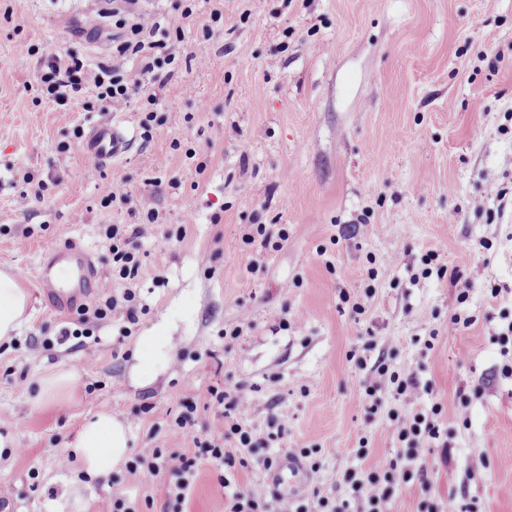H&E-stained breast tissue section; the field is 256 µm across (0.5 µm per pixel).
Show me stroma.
Returning a JSON list of instances; mask_svg holds the SVG:
<instances>
[{
  "label": "stroma",
  "mask_w": 512,
  "mask_h": 512,
  "mask_svg": "<svg viewBox=\"0 0 512 512\" xmlns=\"http://www.w3.org/2000/svg\"><path fill=\"white\" fill-rule=\"evenodd\" d=\"M185 4L147 0L170 31L178 81L165 83L167 64L155 68L119 114L132 151L103 168L78 146L108 110L90 89L58 105L38 77L55 55L109 60L111 4L103 30H61L56 15L83 0H0V270L29 295L21 325L0 343V484L13 488L0 512H95L116 490L162 506L165 479L142 486L122 465L108 479H82L73 443L87 418L107 413L125 425L130 451L191 447L175 415L190 387L216 383L255 387L246 420L257 428L287 411L286 447L319 449L316 480L332 488L346 468L374 466L398 446L358 402L365 374L348 354L371 333L394 340L396 368L417 374L416 408H442L448 445L426 457L433 494L465 482L483 512H512L503 465L512 375L496 342L512 322V0H266L251 14L246 0H196L189 16ZM21 45L33 50L23 62ZM149 111L146 139L139 121ZM113 182L131 191L133 207L103 204L101 187ZM491 183L506 188L504 200L474 208ZM146 206L159 225L144 247L147 312L121 358L112 356L118 328L97 329L98 361L86 368L78 349L54 343L77 314L45 303L40 257L75 240L111 277L103 229L141 223ZM256 224L287 231V241L276 250L244 243ZM181 227L182 240L166 239ZM429 253L450 267L467 255V302L449 279L421 278ZM368 291L366 314L353 320L343 296ZM456 312L472 324L452 333ZM158 325L175 360L141 386L133 353ZM238 325L242 335L225 342ZM432 328L441 334L428 352ZM34 339L46 348L32 359ZM63 371L72 382L40 396V380ZM463 392L472 396L465 424ZM363 437L370 454L360 460ZM481 455L489 467L468 478ZM223 508L217 474L202 465L186 510Z\"/></svg>",
  "instance_id": "1"
}]
</instances>
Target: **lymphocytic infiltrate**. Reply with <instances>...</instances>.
I'll use <instances>...</instances> for the list:
<instances>
[{"mask_svg": "<svg viewBox=\"0 0 512 512\" xmlns=\"http://www.w3.org/2000/svg\"><path fill=\"white\" fill-rule=\"evenodd\" d=\"M137 2L112 0V14L121 34L108 62L92 67L71 55L53 57L40 80L54 101H69L72 95L91 87L107 109L119 110L153 80L157 55L164 49L163 39L169 31L158 15L130 13V6ZM147 217L144 224H110L105 229L112 276L103 280L94 304L77 310L82 335L78 347L85 364L92 366L97 361L96 350L87 341L91 330L112 322L119 324L121 338L131 337L140 313L146 310L137 295L146 275L140 251L145 243L156 239L158 229L155 212H148ZM349 357L366 374L359 396L366 413L376 414L387 397L408 402L414 398L419 387L417 375L395 370L391 349L380 347L376 339H368ZM202 395L207 406L215 410L208 437H193V446L188 450L157 447L148 455L133 454L127 465L128 473L144 486L168 475L162 512H185L187 495L205 463L217 472L224 491V512H393L399 493L413 487L421 491L417 512H482L478 499L467 491L449 494L445 499L431 493L424 459L437 444L448 441V432L439 421V405H432L427 411L388 413L383 427L400 444L394 456L368 469H346L332 491H323L313 481L301 494L285 498L272 491L240 487L236 475L249 467L274 470L284 457L306 461L311 472H318L313 449L291 448L286 454H279L278 449L288 436L287 413L273 415L266 430L260 432L243 419L254 400L252 389L246 385H210Z\"/></svg>", "mask_w": 512, "mask_h": 512, "instance_id": "obj_1", "label": "lymphocytic infiltrate"}]
</instances>
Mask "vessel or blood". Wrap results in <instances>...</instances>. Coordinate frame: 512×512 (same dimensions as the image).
I'll list each match as a JSON object with an SVG mask.
<instances>
[{
	"label": "vessel or blood",
	"mask_w": 512,
	"mask_h": 512,
	"mask_svg": "<svg viewBox=\"0 0 512 512\" xmlns=\"http://www.w3.org/2000/svg\"><path fill=\"white\" fill-rule=\"evenodd\" d=\"M133 139L112 119L92 124L81 144L80 151L94 163L107 167L123 159L130 152ZM56 258H67L72 267L74 285H64L50 275L56 258L43 261L37 269V278L47 303L56 310L73 307L86 292H94L101 285V273L93 254L84 246L71 242L56 250Z\"/></svg>",
	"instance_id": "1"
}]
</instances>
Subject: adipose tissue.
Returning <instances> with one entry per match:
<instances>
[{
  "label": "adipose tissue",
  "instance_id": "1",
  "mask_svg": "<svg viewBox=\"0 0 512 512\" xmlns=\"http://www.w3.org/2000/svg\"><path fill=\"white\" fill-rule=\"evenodd\" d=\"M28 295L17 275L0 271V342L10 340L23 318ZM128 435L122 423L109 415L87 421L78 433L73 453L86 474L97 478L108 476L125 460Z\"/></svg>",
  "mask_w": 512,
  "mask_h": 512
}]
</instances>
